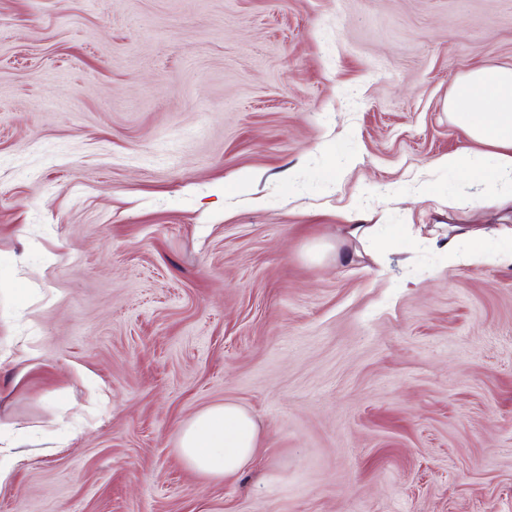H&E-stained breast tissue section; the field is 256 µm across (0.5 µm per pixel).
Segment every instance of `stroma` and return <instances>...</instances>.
<instances>
[{
	"mask_svg": "<svg viewBox=\"0 0 512 512\" xmlns=\"http://www.w3.org/2000/svg\"><path fill=\"white\" fill-rule=\"evenodd\" d=\"M512 0H0V512H512V262L456 80ZM386 224L380 259L311 257ZM246 408L238 476L180 422ZM442 227L444 232L436 234L432 239V243L448 255V264H458L462 261H467L472 264H480L486 260L488 252L486 244L494 239H502L504 231L495 228H488L482 226L471 225H447L438 224ZM450 232H456L451 238H448ZM443 237L441 245L439 246V238ZM466 240L471 244L468 250L460 248L459 242ZM253 416L232 401L214 404L177 429V451L184 463L203 478L224 480L242 472L258 446ZM26 442L18 439L11 444V447L0 448V484L10 479L12 475L13 465L17 459L23 454V451L15 450L22 448Z\"/></svg>",
	"mask_w": 512,
	"mask_h": 512,
	"instance_id": "35a3bbf8",
	"label": "stroma"
}]
</instances>
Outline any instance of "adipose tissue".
Returning a JSON list of instances; mask_svg holds the SVG:
<instances>
[{"label": "adipose tissue", "instance_id": "obj_1", "mask_svg": "<svg viewBox=\"0 0 512 512\" xmlns=\"http://www.w3.org/2000/svg\"><path fill=\"white\" fill-rule=\"evenodd\" d=\"M448 116L473 142L485 148L482 157L451 154L443 163L451 169L481 173L484 199L512 203V68L480 65L461 79L448 99ZM448 239L440 248L449 264H479L486 245L502 238L501 230L471 225H445ZM469 249H461V241ZM259 428L238 403L227 401L208 407L177 429L178 453L203 478L222 480L236 476L252 461Z\"/></svg>", "mask_w": 512, "mask_h": 512}]
</instances>
